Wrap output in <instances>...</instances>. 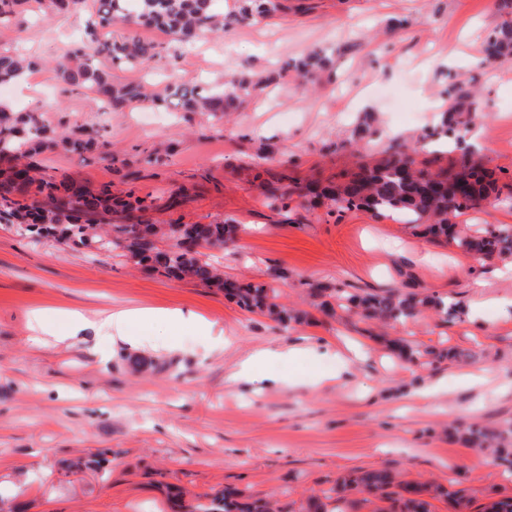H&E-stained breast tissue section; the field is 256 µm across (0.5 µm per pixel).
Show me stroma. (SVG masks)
I'll list each match as a JSON object with an SVG mask.
<instances>
[{
	"mask_svg": "<svg viewBox=\"0 0 512 512\" xmlns=\"http://www.w3.org/2000/svg\"><path fill=\"white\" fill-rule=\"evenodd\" d=\"M94 12V0H83L71 15L31 0L26 12L0 24V49L32 57L40 72L0 94V104L41 113L59 131L99 129L112 151L137 159L117 172L60 147L39 156L46 174L93 188L108 183L118 195L188 187V201L153 212L154 222L236 220V245L211 251V262L240 283L286 272L282 303L306 308L312 284L378 293L412 288L446 297L465 314L447 322L426 311L382 327L338 308L286 329L216 289L144 271L110 252L37 242L0 224V507L170 512L173 484L192 494L231 487L297 504L340 474L379 467L406 481L441 484L460 470L469 512H481L489 498L512 497V477L494 463L475 464L477 450L448 434L461 420H512V320L497 305L512 299V258H499L501 273L484 271L485 285L477 288L467 255L397 217L338 214L325 205L278 214L263 205L256 179L279 161L296 179L323 181L374 164L388 134L413 143L436 123L445 82L460 75L479 88V122L466 140L502 181L512 180V57L493 75L479 68L487 36L505 18L498 0H288L284 11L179 51L160 32L142 29L159 54L137 68L90 51L91 63L115 82L158 89L184 82L208 88L246 64L273 71L315 47L334 53L332 76L315 91L290 74L228 118L187 120L158 108L148 129L139 109L105 114L93 93L59 84L56 67ZM365 112L375 117L377 134L360 141L358 153L331 150L330 142L355 139ZM161 141L172 146L164 164L142 163ZM481 300L487 306L472 318ZM121 308L155 311V319L128 333L141 338L156 369L133 374L121 365L128 344L99 326ZM76 310L89 328L75 331ZM174 310L194 312L210 333L170 325L163 315ZM36 334L44 346H31ZM214 335L231 342L223 354L209 350ZM388 338L476 358L421 368L388 350ZM344 342L361 349L352 371L316 390L280 382L289 374L330 372V363L309 358L265 367L251 382L229 379L238 360L257 349ZM480 370L491 374L483 385L459 382L460 374ZM433 384L442 386L440 396L416 399ZM100 449L107 455L98 469L70 473L72 461Z\"/></svg>",
	"mask_w": 512,
	"mask_h": 512,
	"instance_id": "stroma-1",
	"label": "stroma"
}]
</instances>
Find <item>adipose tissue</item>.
Returning a JSON list of instances; mask_svg holds the SVG:
<instances>
[{"mask_svg":"<svg viewBox=\"0 0 512 512\" xmlns=\"http://www.w3.org/2000/svg\"><path fill=\"white\" fill-rule=\"evenodd\" d=\"M328 355L336 362V373H343L349 370L354 360L358 357L356 349L348 347H339L329 350V352H321L316 347H288L282 346L276 349H259L241 359L230 374L231 380L234 381H251L254 380L260 368L271 361H288L292 362L302 357L318 358L321 355ZM336 373L318 374L308 379H301L298 376L291 375L285 377L284 382L288 387L300 388L307 386L310 388H318L334 381Z\"/></svg>","mask_w":512,"mask_h":512,"instance_id":"ef3b65f1","label":"adipose tissue"}]
</instances>
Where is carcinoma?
<instances>
[{"instance_id": "cac0c4a2", "label": "carcinoma", "mask_w": 512, "mask_h": 512, "mask_svg": "<svg viewBox=\"0 0 512 512\" xmlns=\"http://www.w3.org/2000/svg\"><path fill=\"white\" fill-rule=\"evenodd\" d=\"M28 0H0V23L10 21L25 11ZM285 9L283 0H238V6L227 15L214 12L213 0H138L131 12L124 0H98L96 19L87 23L85 38L73 45L57 68L58 79L66 92L87 90L117 112L132 105L158 103L174 105L187 115L202 114L213 118L236 107L266 82V78L242 71L210 90L195 84L167 86L161 93H149L141 85H117L105 71L85 58V43L96 46L98 53L112 63L134 68L157 55V46L137 34L140 27L158 29L170 37L178 49L189 47L210 33L224 32L233 25H243L254 16H272ZM120 25L128 30L121 41L103 35L101 29ZM512 56V18L503 21L485 42L484 59L498 64ZM328 55L311 51L297 60L282 65L306 80L316 79L328 70ZM34 62L8 50H0V86L16 83ZM443 93L450 101L437 126L419 136L417 142L438 146L454 143L455 156L445 167H433L435 161H419L417 151L405 142L390 141L384 156L373 166L339 177L337 181L302 184L283 170L269 173L264 184L265 204L282 212L294 198L311 199L338 212L364 210L376 216L397 215L420 228L421 234L451 243L464 254L484 258L512 254V226L496 225L469 233L459 228L457 219L483 207L491 197L506 191L512 195V182L499 185L495 173L488 169L467 144L466 135L475 98L471 81L451 77ZM64 147L79 155L90 154L109 167L130 166L127 156L112 152L109 144L95 129L58 140L34 112L19 113L0 109V160L14 163L29 158L25 168L10 170L0 182V223L14 224L27 235L74 243L90 252L119 251L135 264L175 279H191L207 287L224 291V297L249 312H260L286 326L304 321L307 313L291 309L279 302L280 294L270 284H236L226 287L222 273L208 261L207 251L222 249L235 239L238 225L222 224H154L146 215L159 209H173L188 196L189 189L178 186L159 196L140 198L132 194L116 197L112 185L93 190L63 176L31 175L37 162L34 156ZM166 247L157 246V240ZM321 310L332 308V301L364 319L381 322L412 318L424 309L448 318L459 313L458 306L436 295L417 291H389L385 294L361 295L354 289H309ZM390 348L410 364L433 366L443 359H468L452 351L437 352L428 347L408 346L399 341ZM452 430L469 446L492 452L493 461L512 475V424L490 429L479 423H460ZM365 493L386 500L399 512H430L428 498L444 497L450 512H464L470 500L463 491H449L430 482L398 479L389 468L365 470L356 475L338 477L323 491V497L310 496L308 512H358L361 500L352 492ZM183 512H288L272 500L251 501L236 489L222 496L203 495L183 506Z\"/></svg>"}]
</instances>
